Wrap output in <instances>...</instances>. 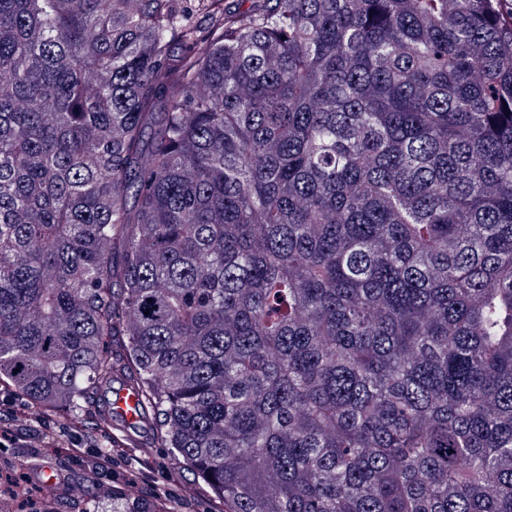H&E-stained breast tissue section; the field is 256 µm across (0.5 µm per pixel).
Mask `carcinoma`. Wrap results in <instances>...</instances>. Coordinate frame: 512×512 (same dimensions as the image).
Wrapping results in <instances>:
<instances>
[{
    "label": "carcinoma",
    "mask_w": 512,
    "mask_h": 512,
    "mask_svg": "<svg viewBox=\"0 0 512 512\" xmlns=\"http://www.w3.org/2000/svg\"><path fill=\"white\" fill-rule=\"evenodd\" d=\"M117 375L224 512H512L502 0H0V385Z\"/></svg>",
    "instance_id": "obj_1"
}]
</instances>
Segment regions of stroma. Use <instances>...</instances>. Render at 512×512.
Segmentation results:
<instances>
[{
    "label": "stroma",
    "mask_w": 512,
    "mask_h": 512,
    "mask_svg": "<svg viewBox=\"0 0 512 512\" xmlns=\"http://www.w3.org/2000/svg\"><path fill=\"white\" fill-rule=\"evenodd\" d=\"M39 416L46 417L51 426L58 429L74 422L88 428L95 421L94 411L89 407L81 413L72 414L58 408L40 410L27 404L16 409L10 424L14 430L25 433ZM151 435L150 428H142L136 444L131 447L127 476L119 481L106 475L90 476L87 462L72 460L43 443L34 448H1L0 470L31 472L36 466L52 463L62 480L45 490L43 498L56 512H110L113 493L149 498L151 489L146 481L147 475L164 469L174 491L187 503L190 512H223V503L213 496L202 480L176 463L169 449L150 447Z\"/></svg>",
    "instance_id": "1"
}]
</instances>
